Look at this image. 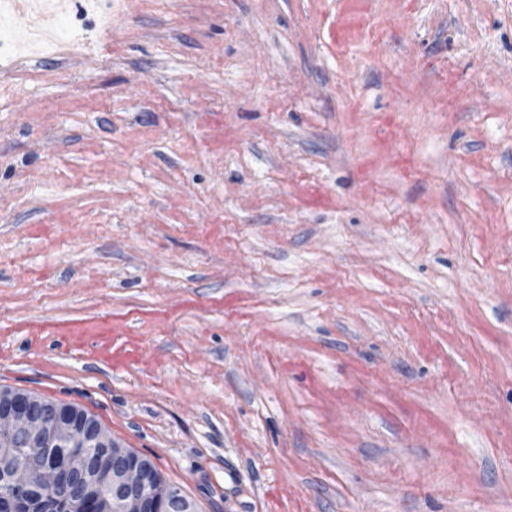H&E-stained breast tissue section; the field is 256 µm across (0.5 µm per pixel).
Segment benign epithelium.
Returning <instances> with one entry per match:
<instances>
[{
	"label": "benign epithelium",
	"mask_w": 512,
	"mask_h": 512,
	"mask_svg": "<svg viewBox=\"0 0 512 512\" xmlns=\"http://www.w3.org/2000/svg\"><path fill=\"white\" fill-rule=\"evenodd\" d=\"M100 448L91 478L102 492L78 490L85 456L70 445ZM9 448L25 451L26 465L0 474L15 495L53 492L47 512H196L192 501L97 421L77 410L20 390L0 389V464Z\"/></svg>",
	"instance_id": "1"
}]
</instances>
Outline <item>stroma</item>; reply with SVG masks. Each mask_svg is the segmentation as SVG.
Returning a JSON list of instances; mask_svg holds the SVG:
<instances>
[{
	"mask_svg": "<svg viewBox=\"0 0 512 512\" xmlns=\"http://www.w3.org/2000/svg\"><path fill=\"white\" fill-rule=\"evenodd\" d=\"M54 2L0 0V387L198 512H512V0ZM61 336H69L77 344L85 343L87 337L94 340V352L105 362L112 363V326L110 321L101 320L97 330L90 335L79 323H70L61 328Z\"/></svg>",
	"mask_w": 512,
	"mask_h": 512,
	"instance_id": "obj_1",
	"label": "stroma"
}]
</instances>
